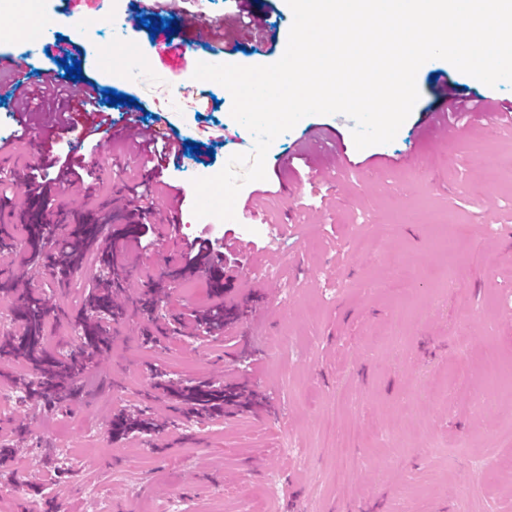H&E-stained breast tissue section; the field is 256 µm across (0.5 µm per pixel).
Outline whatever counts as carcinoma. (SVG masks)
Segmentation results:
<instances>
[{
  "label": "carcinoma",
  "mask_w": 512,
  "mask_h": 512,
  "mask_svg": "<svg viewBox=\"0 0 512 512\" xmlns=\"http://www.w3.org/2000/svg\"><path fill=\"white\" fill-rule=\"evenodd\" d=\"M95 255L99 262L109 261L106 243L93 241L90 234L65 242L56 255H44L41 264L57 274L61 284L85 266L86 257ZM0 300L12 305L20 332L0 337V360L23 364L32 372L24 384L26 398L38 399L64 406L81 392L77 377L85 373L112 349L110 333L103 322L119 321L124 310L112 296L111 283L98 289L89 297L85 310L59 316L56 308L48 305L37 293L17 287L14 282H0ZM163 302L158 290H150L139 298L142 314L150 317ZM231 308L219 304L200 318L198 326L213 332L224 329V319ZM63 319L66 328L75 335V343L64 351L49 350L44 336L45 326L51 319ZM168 395L184 402L190 409L208 412H224V404L232 398V392L222 383L204 382L195 385H177L168 389ZM144 428L134 417L118 413L111 421L112 435L126 436Z\"/></svg>",
  "instance_id": "carcinoma-1"
}]
</instances>
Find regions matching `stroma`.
<instances>
[{
  "instance_id": "obj_1",
  "label": "stroma",
  "mask_w": 512,
  "mask_h": 512,
  "mask_svg": "<svg viewBox=\"0 0 512 512\" xmlns=\"http://www.w3.org/2000/svg\"><path fill=\"white\" fill-rule=\"evenodd\" d=\"M28 11L55 13L58 23L40 36L75 43L81 77L135 98L143 122L155 124L163 96L191 84L160 39L124 24L90 37L86 27L103 0L68 13V0H26ZM204 13L239 41L233 64L254 65L256 31L226 14L224 0L197 6L181 0L176 21ZM134 45L142 68L120 81L103 76L105 54ZM420 97L395 139L356 149L353 121L342 114L312 115L278 136L266 156V178L242 187L236 209L260 215L216 224L195 217L186 194L181 222L160 226L167 249L137 245L125 226L103 232L112 242L111 267H85L77 289L58 290L31 253L0 255V280L40 292L58 308L77 311L99 281L121 280L112 350L83 381L85 392L66 408L33 401L0 416V437L15 450L0 466V512H87L85 491L95 486L102 512H237L242 498L257 512H457L471 489L474 512H512V394L476 411L472 396L490 379L489 355L512 364V132L470 117L456 136L426 126L449 86L512 105V83L490 87L443 59L416 76ZM233 98L219 83L197 87L189 107L168 113L169 132L196 142L199 152L166 163L158 182L182 188L223 169L229 157L251 151L252 133L236 122ZM331 126L343 149L298 155L318 126ZM375 156L384 165L370 166ZM118 192L105 200L113 214L134 208L120 188L140 164L124 148L112 157L87 153ZM280 225L278 247L265 235ZM387 232L385 251L364 253V237ZM199 237L237 242L222 269L200 264L168 284L159 311L160 333L131 302L173 270L179 253ZM259 266L278 268L280 280L253 277ZM224 299L240 305L237 333H193L196 314ZM158 322V323H159ZM292 337L276 350L279 337ZM167 381L224 380L240 394L235 412L185 421L178 406L149 399V370ZM139 411L166 422L163 433L113 437L112 417ZM24 422L26 438L10 434ZM96 426L87 447L83 429ZM294 451H285V442ZM65 444L73 462L62 465ZM282 492L263 494L267 472Z\"/></svg>"
}]
</instances>
